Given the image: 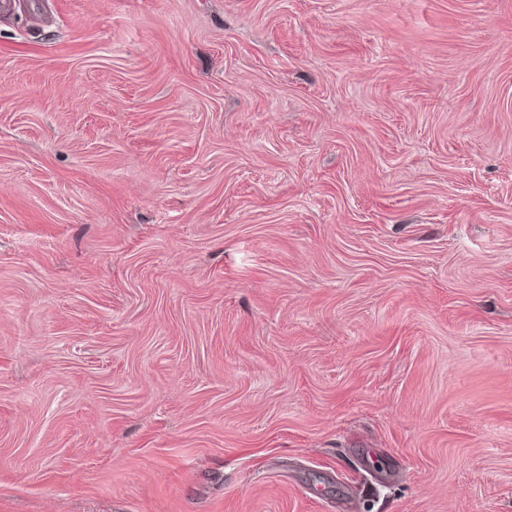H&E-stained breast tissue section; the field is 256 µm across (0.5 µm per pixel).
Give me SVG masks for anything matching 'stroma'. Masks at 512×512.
<instances>
[{
    "mask_svg": "<svg viewBox=\"0 0 512 512\" xmlns=\"http://www.w3.org/2000/svg\"><path fill=\"white\" fill-rule=\"evenodd\" d=\"M0 512H512V0L1 11Z\"/></svg>",
    "mask_w": 512,
    "mask_h": 512,
    "instance_id": "35a3bbf8",
    "label": "stroma"
}]
</instances>
